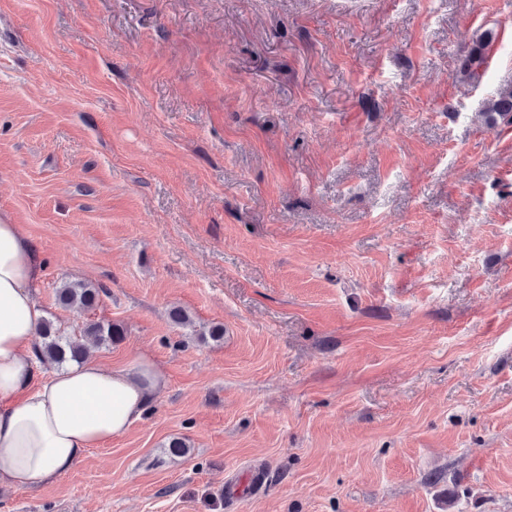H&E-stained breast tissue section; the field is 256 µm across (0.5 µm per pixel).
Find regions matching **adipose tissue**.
<instances>
[{
    "instance_id": "adipose-tissue-1",
    "label": "adipose tissue",
    "mask_w": 512,
    "mask_h": 512,
    "mask_svg": "<svg viewBox=\"0 0 512 512\" xmlns=\"http://www.w3.org/2000/svg\"><path fill=\"white\" fill-rule=\"evenodd\" d=\"M43 257L0 215V490L53 487L91 449L123 436L163 391L140 353L110 368L95 358L57 369L34 351L44 314Z\"/></svg>"
}]
</instances>
